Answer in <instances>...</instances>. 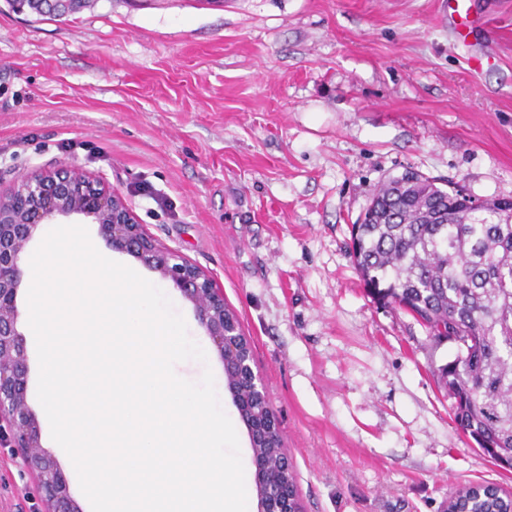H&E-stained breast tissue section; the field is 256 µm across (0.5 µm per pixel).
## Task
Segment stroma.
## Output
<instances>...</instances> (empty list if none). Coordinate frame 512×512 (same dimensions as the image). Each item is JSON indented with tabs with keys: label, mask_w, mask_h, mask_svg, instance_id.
<instances>
[{
	"label": "stroma",
	"mask_w": 512,
	"mask_h": 512,
	"mask_svg": "<svg viewBox=\"0 0 512 512\" xmlns=\"http://www.w3.org/2000/svg\"><path fill=\"white\" fill-rule=\"evenodd\" d=\"M456 38L441 0H89L39 17L0 0V183L75 165L224 290L253 351L303 512H446L457 487L512 492L453 419L439 368L458 345L374 297L349 254L374 189L415 171L512 199V0H472ZM485 57L479 71L467 60ZM185 319L212 371L258 512L248 430L193 304L88 225ZM28 405L54 452L25 336ZM0 512H45L36 474L0 447Z\"/></svg>",
	"instance_id": "1"
}]
</instances>
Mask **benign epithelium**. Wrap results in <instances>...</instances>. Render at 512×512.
Wrapping results in <instances>:
<instances>
[{"label":"benign epithelium","mask_w":512,"mask_h":512,"mask_svg":"<svg viewBox=\"0 0 512 512\" xmlns=\"http://www.w3.org/2000/svg\"><path fill=\"white\" fill-rule=\"evenodd\" d=\"M73 216L97 225L109 247L138 259L193 303L199 323L237 387L248 390L252 400L266 404L253 437L279 428L251 360L243 355L241 328L224 318V293L214 280L151 236L122 195L103 179L72 166L34 170L7 188L0 187V443L9 442L37 471L48 512L79 509L56 461L42 447L38 422L28 407V365L19 330L17 293L28 275L21 258L36 232ZM253 462L260 482L259 512H300L295 486L287 482L261 486L269 464L260 453L254 455Z\"/></svg>","instance_id":"1"}]
</instances>
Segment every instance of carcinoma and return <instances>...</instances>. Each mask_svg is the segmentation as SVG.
<instances>
[{
  "label": "carcinoma",
  "instance_id": "obj_1",
  "mask_svg": "<svg viewBox=\"0 0 512 512\" xmlns=\"http://www.w3.org/2000/svg\"><path fill=\"white\" fill-rule=\"evenodd\" d=\"M13 4L60 17L87 0L60 8L49 0ZM351 255L373 291L410 312L433 339L475 338L442 366L440 380L464 433L495 464H512V201L475 206L432 178H393L352 225ZM258 451L274 462L266 482L293 478L275 465L285 452L280 434L252 447ZM464 493L484 512L509 507L488 484Z\"/></svg>",
  "mask_w": 512,
  "mask_h": 512
}]
</instances>
